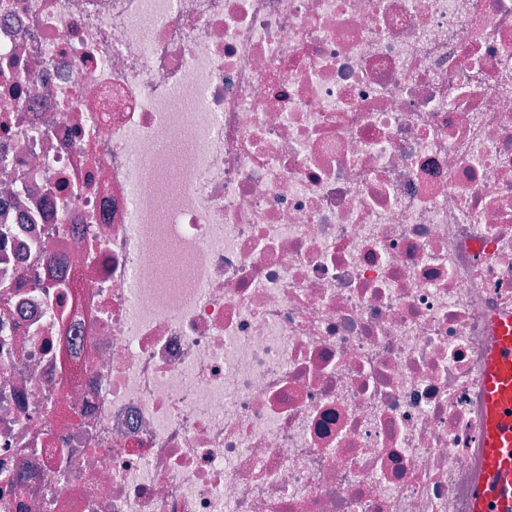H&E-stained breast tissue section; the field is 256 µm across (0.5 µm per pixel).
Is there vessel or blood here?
I'll list each match as a JSON object with an SVG mask.
<instances>
[{
  "instance_id": "vessel-or-blood-1",
  "label": "vessel or blood",
  "mask_w": 512,
  "mask_h": 512,
  "mask_svg": "<svg viewBox=\"0 0 512 512\" xmlns=\"http://www.w3.org/2000/svg\"><path fill=\"white\" fill-rule=\"evenodd\" d=\"M479 374L486 407L480 435L485 467L473 491V512H512V316L498 318Z\"/></svg>"
}]
</instances>
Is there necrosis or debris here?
Returning <instances> with one entry per match:
<instances>
[{"instance_id": "1", "label": "necrosis or debris", "mask_w": 512, "mask_h": 512, "mask_svg": "<svg viewBox=\"0 0 512 512\" xmlns=\"http://www.w3.org/2000/svg\"><path fill=\"white\" fill-rule=\"evenodd\" d=\"M512 314V0H0V512H473Z\"/></svg>"}]
</instances>
